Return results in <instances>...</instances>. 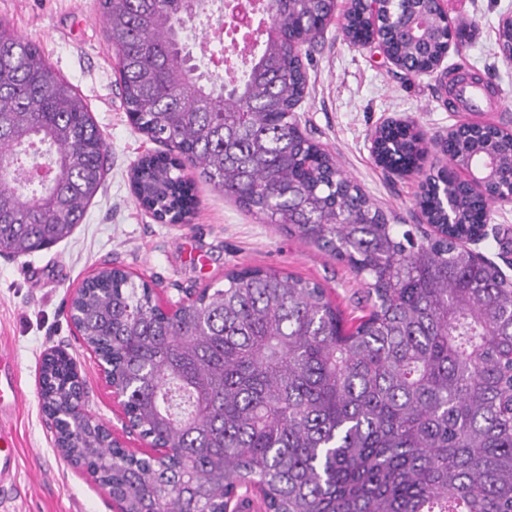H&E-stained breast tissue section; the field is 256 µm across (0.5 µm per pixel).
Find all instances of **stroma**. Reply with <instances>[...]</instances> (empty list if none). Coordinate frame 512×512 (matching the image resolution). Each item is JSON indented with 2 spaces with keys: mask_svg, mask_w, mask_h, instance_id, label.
<instances>
[{
  "mask_svg": "<svg viewBox=\"0 0 512 512\" xmlns=\"http://www.w3.org/2000/svg\"><path fill=\"white\" fill-rule=\"evenodd\" d=\"M448 8L470 35L431 74L408 76L377 45H353L337 18L303 48L308 89L296 109L301 133L329 152L391 223L406 227L420 221L421 179L375 161L370 146L376 128L392 119L414 122L426 135V167H442L437 144L466 119L448 109L447 71L488 81L502 109L483 119L512 130V62L497 46L499 21L512 14V0H449ZM1 18L35 42L50 69L85 99L108 152L103 184L68 239L26 256H0V348L13 353L24 391L12 420L19 469L13 483L0 488V506L5 512H113L99 484L56 448L40 396L45 353L64 349L87 388L85 413L122 434L131 452L146 451V441L123 434V410L68 319L70 299L88 278L120 267L135 282H148L162 307L175 308L205 288L222 287L230 270L248 266L320 283L350 323L367 315L370 303L346 263L264 223L202 178L193 180L190 223H161L138 204L130 170L161 146L139 132L125 110L98 0H0ZM488 222L490 236L479 251L512 279V201L493 204Z\"/></svg>",
  "mask_w": 512,
  "mask_h": 512,
  "instance_id": "obj_1",
  "label": "stroma"
}]
</instances>
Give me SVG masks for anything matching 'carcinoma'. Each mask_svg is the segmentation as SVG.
<instances>
[{"mask_svg":"<svg viewBox=\"0 0 512 512\" xmlns=\"http://www.w3.org/2000/svg\"><path fill=\"white\" fill-rule=\"evenodd\" d=\"M204 0H99L126 110L167 151L131 170L139 203L184 224L194 206L184 166L267 224L312 242L361 277L373 311L356 327L319 284L243 268L178 307L106 267L76 298L81 336L127 391L143 435L172 455H119L72 412L71 371L47 355L44 408L68 422L61 444L112 482L127 512H230L253 487L264 512H512V288L460 244L481 229L478 203L453 216L448 179L425 175L419 202L439 234L416 238L377 208L332 157L302 136L295 108L307 76L290 36L336 0H277L254 30L260 50L230 84L197 72L181 32ZM434 20L390 48L415 64L441 54ZM378 160L425 152L408 124L385 127ZM456 167L491 156L512 167V134L496 127L440 145ZM107 144L86 103L39 47L0 20V250L27 255L72 234L103 182ZM60 170L22 192L21 157Z\"/></svg>","mask_w":512,"mask_h":512,"instance_id":"obj_1","label":"carcinoma"}]
</instances>
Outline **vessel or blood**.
Instances as JSON below:
<instances>
[{"label": "vessel or blood", "instance_id": "obj_1", "mask_svg": "<svg viewBox=\"0 0 512 512\" xmlns=\"http://www.w3.org/2000/svg\"><path fill=\"white\" fill-rule=\"evenodd\" d=\"M455 111L469 114L486 112L490 101L483 85L459 82L454 92ZM23 390L14 356L0 350V482L14 479L18 471V453L15 434L6 420V412L21 403Z\"/></svg>", "mask_w": 512, "mask_h": 512}]
</instances>
